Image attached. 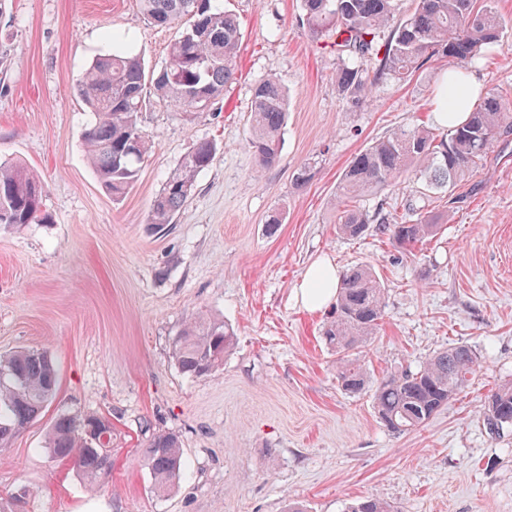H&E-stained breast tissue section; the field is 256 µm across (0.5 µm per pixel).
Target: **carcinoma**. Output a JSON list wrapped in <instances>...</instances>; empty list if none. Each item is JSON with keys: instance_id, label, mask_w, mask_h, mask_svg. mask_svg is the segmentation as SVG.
<instances>
[{"instance_id": "obj_1", "label": "carcinoma", "mask_w": 512, "mask_h": 512, "mask_svg": "<svg viewBox=\"0 0 512 512\" xmlns=\"http://www.w3.org/2000/svg\"><path fill=\"white\" fill-rule=\"evenodd\" d=\"M414 12L394 24L395 0H300L303 19L325 48L336 54V85L341 99L359 108L382 79L406 80L423 61L448 58L457 69L448 79V97L468 92L466 65L483 49L500 41L504 22L494 0H415ZM152 24L176 29L167 47L168 61L158 70L145 69L141 58L112 38V52L93 59L78 85V93L93 112L84 133L87 157L98 181L119 200L137 180L150 148L140 114L145 89L163 102L197 112L209 110L224 97L236 75L240 27L220 0H139ZM392 29L390 38L381 33ZM287 117L281 83L268 77L253 90L248 148L257 167L278 164ZM512 129V104L486 92L468 119L444 135L425 126L400 128L357 153L341 181L340 196L354 199L366 192L396 187L415 167L427 186L448 189L473 172L503 130ZM216 146L197 143L180 161L155 196L150 223H172L193 196L198 175L209 167ZM44 183L19 163L0 161V214L10 224L45 221ZM336 230L361 238L373 230L394 243L414 247L436 235L437 225L423 216L393 224L376 209L370 213L348 205L337 216ZM384 288L369 265L346 270L340 280L332 316L324 336L336 351V375L343 391L357 395L368 384L358 363L357 349L369 345L384 317ZM234 330L222 320L200 318L184 326L175 342L181 373L201 377L224 363ZM479 364L471 346L444 348L418 367L405 368L377 382L373 399L384 426L401 433L423 426L448 400L463 391ZM57 370L47 352L22 349L0 356V446L36 419L55 397ZM483 426L491 435L512 428V383L490 391L484 401ZM112 424L84 413H63L53 423L47 449L59 460L72 462L91 487L112 467ZM147 464L158 491L173 486L184 468L181 442L174 433L152 436ZM346 512H399L384 499L368 496L346 506Z\"/></svg>"}]
</instances>
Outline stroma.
<instances>
[{
  "label": "stroma",
  "mask_w": 512,
  "mask_h": 512,
  "mask_svg": "<svg viewBox=\"0 0 512 512\" xmlns=\"http://www.w3.org/2000/svg\"><path fill=\"white\" fill-rule=\"evenodd\" d=\"M242 38L237 75L209 112L152 102L141 114L151 141L120 200L101 187L82 136L91 114L75 87L87 64L124 36L146 67L162 66L173 31L148 22L138 0H7L0 15V160L45 184L50 223L0 224V355L47 350L55 399L0 447V500L21 512H344L375 495L401 512H512V428L485 432L481 405L512 382V133L449 192L408 177L361 199L390 221L429 215L439 234L413 252L387 236L336 231L338 186L352 157L400 126L436 127L433 102L454 64L431 59L411 79L374 85L350 109L338 61L301 19L299 0H224ZM502 45L484 50L468 78L512 102V0H496ZM277 77L288 91L280 162L258 171L246 139L252 89ZM212 164L173 223H149L156 194L199 141ZM315 162L303 188L294 172ZM280 210L283 222L268 232ZM337 271L373 264L385 315L358 354L371 378L416 367L454 343L476 350L465 391L425 426L389 431L373 393L346 394L323 337L325 312L295 299L318 259ZM224 320L235 343L202 377L175 364L180 329ZM112 424V470L88 487L51 458L61 413ZM159 431L176 432L185 468L157 494L143 455Z\"/></svg>",
  "instance_id": "obj_1"
}]
</instances>
